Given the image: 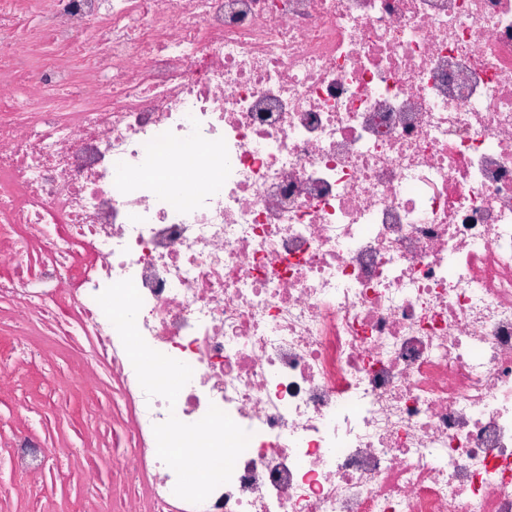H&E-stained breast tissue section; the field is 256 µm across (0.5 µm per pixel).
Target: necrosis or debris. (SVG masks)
Wrapping results in <instances>:
<instances>
[{
	"instance_id": "1",
	"label": "necrosis or debris",
	"mask_w": 512,
	"mask_h": 512,
	"mask_svg": "<svg viewBox=\"0 0 512 512\" xmlns=\"http://www.w3.org/2000/svg\"><path fill=\"white\" fill-rule=\"evenodd\" d=\"M0 302V398L88 344L112 512H512V0H0ZM212 405L251 440L195 506L153 427Z\"/></svg>"
}]
</instances>
